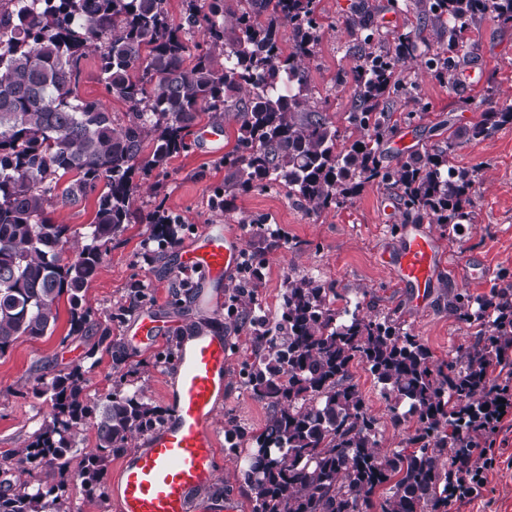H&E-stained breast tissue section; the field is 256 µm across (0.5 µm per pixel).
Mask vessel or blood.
<instances>
[{
    "label": "vessel or blood",
    "instance_id": "b4317fda",
    "mask_svg": "<svg viewBox=\"0 0 512 512\" xmlns=\"http://www.w3.org/2000/svg\"><path fill=\"white\" fill-rule=\"evenodd\" d=\"M242 250L241 237L219 220L204 225L180 250L181 267L202 274L200 309L213 307V289L235 271ZM389 260L412 305L424 306L439 268L436 239L411 227ZM162 331L159 318L148 308L132 326L133 335L151 342ZM228 382L229 346L222 333L200 329L180 337L175 375L164 390L169 418L123 462L113 485L119 512H230L229 501L204 495L216 480L214 417Z\"/></svg>",
    "mask_w": 512,
    "mask_h": 512
}]
</instances>
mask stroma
Listing matches in <instances>:
<instances>
[{
    "mask_svg": "<svg viewBox=\"0 0 512 512\" xmlns=\"http://www.w3.org/2000/svg\"><path fill=\"white\" fill-rule=\"evenodd\" d=\"M359 0H319L322 30L315 55L309 66V80L318 98L324 99V111L340 135H347V117L353 110L350 84L335 81L338 71H350L359 52L355 36L347 22ZM375 15V43L379 49L394 48L399 34L419 26L410 10L389 9L387 0H366ZM467 55L454 82H440L419 67L406 70L412 96L391 102L397 130L379 144L385 165H396L409 152L447 149L450 165L476 170L478 183L468 207V228L456 238L442 235L438 225L427 230L436 236L441 267L428 303L412 306L395 280L393 270L383 261L385 251L396 248L411 223L399 204L396 191L375 184L366 185L343 205L317 215L300 209L285 190L238 195L228 214L216 216L211 199L224 184L225 151L235 144L239 122L236 113L221 119L223 142L215 146L190 134L185 151L174 156L165 174L144 180L134 195V206L143 211L163 204L181 219L182 243H189L212 219H222L231 230L241 234L245 249L261 250L266 263L260 280L258 298L268 316L280 310L281 293L290 276L308 275L336 288L347 298L360 301L362 313L389 315L405 329L419 336L436 360H443L475 342L476 330L449 313L445 307L450 292L464 289L471 294H488L491 287L512 284V125L493 136L464 141L456 139L458 130L480 120L503 100L512 99V27L491 20L472 25L467 32ZM469 100V109H459L460 100ZM427 111H420V104ZM97 210L96 195H89L84 207L56 210L57 223L70 225L72 233L65 246L66 255L81 249L84 231ZM255 216L266 217L268 224L288 234L287 247L269 249L266 240L251 236L247 222ZM150 236L146 224H128L107 247L98 272L86 292L91 316L99 329L108 331L109 344L127 355L125 386L142 390L157 406H164V385L170 379L173 364L160 365L156 359L175 348L178 333L210 324L223 328L235 344L230 351L227 398L216 414L217 428H224L228 416L253 431H261L267 418L263 403L241 387L239 371L251 351V339L237 332L224 320L223 307L200 311L194 291L181 287L175 250L164 255L145 257L144 246ZM143 286V307L151 308L169 321L173 330L154 345L138 343L129 336L128 321H117L113 310L123 303L134 286ZM69 304L60 300L59 318L52 334L17 340L0 357V455L20 447L45 420L49 406L36 396L38 375L54 369L82 366L88 379L86 398L89 406L101 407L112 393V358L97 335L69 336ZM354 381L366 408L376 416L377 439L384 449L402 447L413 426L405 422L393 425L373 377L363 366L352 368ZM498 462L486 474L485 488L470 499L456 501L448 512H512V414L500 424L495 436ZM121 457L107 466L105 485L95 500H87L79 486L67 484L65 496L71 512H117L110 486L121 466ZM216 483L223 486L234 502L235 512H251L252 502L241 476V464L226 451H219Z\"/></svg>",
    "mask_w": 512,
    "mask_h": 512,
    "instance_id": "stroma-1",
    "label": "stroma"
}]
</instances>
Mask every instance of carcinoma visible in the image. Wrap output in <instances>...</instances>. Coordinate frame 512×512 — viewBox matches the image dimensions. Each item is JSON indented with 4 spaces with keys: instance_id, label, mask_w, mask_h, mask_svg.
Wrapping results in <instances>:
<instances>
[{
    "instance_id": "carcinoma-1",
    "label": "carcinoma",
    "mask_w": 512,
    "mask_h": 512,
    "mask_svg": "<svg viewBox=\"0 0 512 512\" xmlns=\"http://www.w3.org/2000/svg\"><path fill=\"white\" fill-rule=\"evenodd\" d=\"M167 2L0 0V356L21 336L53 332L64 295L69 335L93 329L85 293L124 225H152L161 246L176 239L178 222L162 205L146 213L132 208L135 177L165 171L205 113L216 120L236 112L240 119L236 145L224 154V186L212 196L215 208H228L239 190L282 186L302 209L320 213L377 184L397 189L416 221L427 218L449 236L464 230L474 172L448 166L446 149L408 153L394 168L382 164L377 145L394 125L380 103L407 94L400 70L409 60L454 81L467 29L486 18L511 24L512 0H389L393 9L415 10L448 46L421 50L404 33L387 52L375 49L373 16L360 8L348 23L361 43L352 70L351 142L339 141L309 81L322 28L318 0H183L178 22ZM93 46L99 81L127 106L121 117L79 95ZM507 124L511 102L459 135L484 139ZM101 182L90 243L65 258L70 226L55 223L53 214L84 206ZM250 224L270 247L288 243L283 230L263 228L264 218ZM265 262L264 252L246 251L224 300L225 319L251 336L242 383L269 410L257 434L232 417L224 427V447L242 462L252 512H368L375 491L390 481L379 512H448L461 461L497 401L488 370L512 367V288L495 286L483 297L449 294L448 311L478 328L479 343L437 362L391 316L363 315L358 301L352 310L335 308L342 295L311 276L287 278L280 315L267 321L257 299ZM125 361L115 352L112 398L92 423L95 445L83 449L69 478L66 457L90 414L87 378L79 369L41 375L37 394L49 414L0 462V512H68L69 481L94 499L109 459L164 423L163 411L142 392L122 389ZM355 362L380 385L391 422L413 420L403 448H378L377 419L350 380ZM31 469L59 477L58 484H31Z\"/></svg>"
}]
</instances>
